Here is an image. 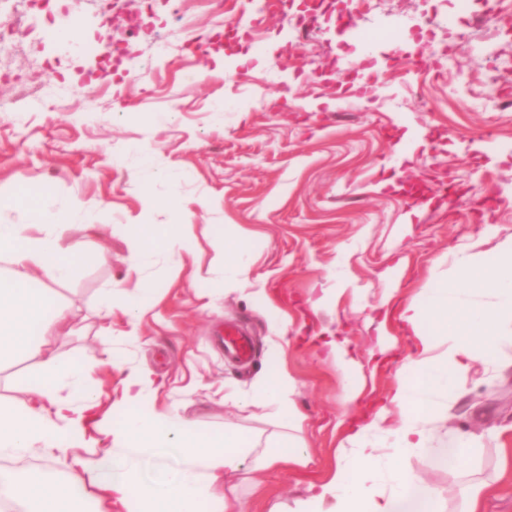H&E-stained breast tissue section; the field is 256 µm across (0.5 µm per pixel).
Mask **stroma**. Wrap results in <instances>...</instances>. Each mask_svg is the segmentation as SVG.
I'll use <instances>...</instances> for the list:
<instances>
[{"mask_svg": "<svg viewBox=\"0 0 512 512\" xmlns=\"http://www.w3.org/2000/svg\"><path fill=\"white\" fill-rule=\"evenodd\" d=\"M493 0H334L302 34L301 0L264 16L250 34L222 36L220 15L246 0H188L187 25L170 20L169 0H0V221L22 224L20 191L54 211L85 204L63 233L103 225L98 250L55 292L74 311L59 337L60 359L85 364L103 397L125 392L121 360L150 370L156 411L177 412L193 429L233 431L256 450L278 440L307 448L303 463L241 472L228 488L247 512L280 504L294 512L310 483L350 454V419L384 405L397 363L380 356L385 337L409 356L412 338L383 300L417 301L436 279L461 287L457 260L512 241V17L483 26ZM81 21L78 42L45 40V27ZM124 42L107 65L84 45L100 33ZM158 40L171 55L153 54ZM440 67H432V60ZM379 74L378 83L367 80ZM151 150L155 179L143 166ZM465 193L442 203L438 186ZM154 206L145 209L144 191ZM181 206H173V199ZM137 224H191L195 240L171 277L165 250L131 257ZM245 240L248 285L225 282L214 264L223 243ZM164 297L138 322L124 309L145 282ZM114 287L111 317L97 301ZM256 341L252 364L224 357L226 322ZM348 340L365 393L344 401V376L327 343ZM285 370L288 426L278 404L256 400L262 381ZM40 370L19 357L0 368V399L20 402ZM452 396L418 409L426 449L402 465L434 488L436 512H512V338L479 355ZM464 437L458 466L435 453Z\"/></svg>", "mask_w": 512, "mask_h": 512, "instance_id": "35a3bbf8", "label": "stroma"}]
</instances>
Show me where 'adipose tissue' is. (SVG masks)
Here are the masks:
<instances>
[{
	"label": "adipose tissue",
	"mask_w": 512,
	"mask_h": 512,
	"mask_svg": "<svg viewBox=\"0 0 512 512\" xmlns=\"http://www.w3.org/2000/svg\"><path fill=\"white\" fill-rule=\"evenodd\" d=\"M83 207L78 200L72 212L61 213L33 203L26 210L27 223H0V262L11 266L9 273L0 272V364L19 354L43 361L41 373L25 384L23 402H0V455H62L76 442L87 450L86 456L71 458L69 478L54 491L14 478L5 479L0 491L27 512H70L77 491L89 487L94 490L93 512H243L239 501L224 494L226 474L245 466L259 475L299 463L306 458L305 449L275 446L255 454L237 434L196 433L179 415L148 407L154 382L141 367L126 369L124 398L102 402L85 365L53 358L49 345L71 315L53 286L68 280L84 257L83 251L64 247L61 234L73 212ZM457 268L463 287L433 282L418 303L401 311L415 340L414 354L401 368L387 405L348 434L353 444L348 463L312 485L304 512H433V489L414 482L400 465L408 449L427 442L416 407L431 391H448L469 371L474 347L490 354L500 337L512 335V245L461 256ZM470 291L491 295L494 301L469 306L465 296ZM60 385L72 389V399L55 397ZM394 410L399 424L392 431L389 463L397 489L380 496L378 448L369 439L381 432ZM158 448L181 449L187 463L148 484L125 458Z\"/></svg>",
	"instance_id": "obj_1"
}]
</instances>
